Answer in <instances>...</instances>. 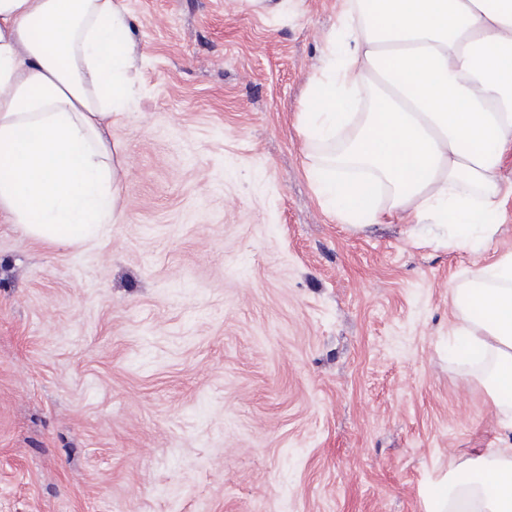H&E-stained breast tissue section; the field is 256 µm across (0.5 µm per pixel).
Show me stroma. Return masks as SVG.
Wrapping results in <instances>:
<instances>
[{
    "label": "stroma",
    "instance_id": "35a3bbf8",
    "mask_svg": "<svg viewBox=\"0 0 512 512\" xmlns=\"http://www.w3.org/2000/svg\"><path fill=\"white\" fill-rule=\"evenodd\" d=\"M118 220L0 221V512H427L499 447L448 347L476 257L317 201L297 115L338 0H122Z\"/></svg>",
    "mask_w": 512,
    "mask_h": 512
}]
</instances>
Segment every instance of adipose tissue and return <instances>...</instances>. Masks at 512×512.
<instances>
[{
	"label": "adipose tissue",
	"instance_id": "1",
	"mask_svg": "<svg viewBox=\"0 0 512 512\" xmlns=\"http://www.w3.org/2000/svg\"><path fill=\"white\" fill-rule=\"evenodd\" d=\"M299 115L316 195L356 228L402 216L445 248L487 251L502 231L512 152V0H341ZM144 55L121 0H0V214L30 238L94 241L115 219L112 116ZM453 352L489 363L512 432V251L450 290ZM463 512H512V443L449 461Z\"/></svg>",
	"mask_w": 512,
	"mask_h": 512
}]
</instances>
